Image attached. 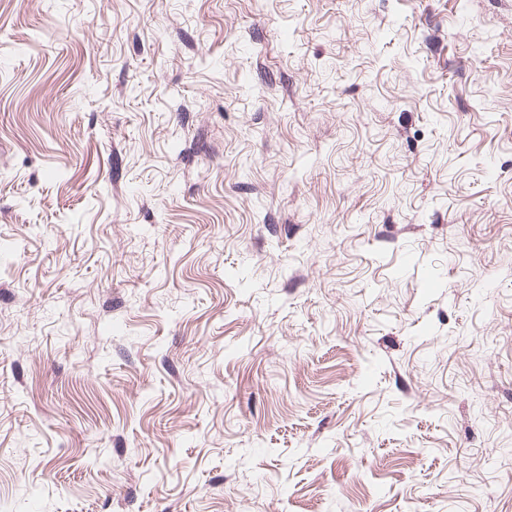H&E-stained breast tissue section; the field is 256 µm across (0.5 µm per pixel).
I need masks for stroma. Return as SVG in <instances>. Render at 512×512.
Instances as JSON below:
<instances>
[{"label":"stroma","instance_id":"obj_1","mask_svg":"<svg viewBox=\"0 0 512 512\" xmlns=\"http://www.w3.org/2000/svg\"><path fill=\"white\" fill-rule=\"evenodd\" d=\"M0 512H512V0H0Z\"/></svg>","mask_w":512,"mask_h":512}]
</instances>
